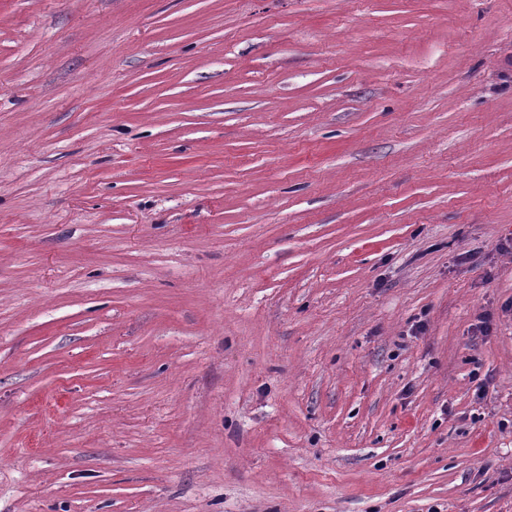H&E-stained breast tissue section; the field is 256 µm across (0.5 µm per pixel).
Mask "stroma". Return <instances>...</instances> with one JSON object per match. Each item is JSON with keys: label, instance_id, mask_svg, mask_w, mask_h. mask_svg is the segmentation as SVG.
I'll list each match as a JSON object with an SVG mask.
<instances>
[{"label": "stroma", "instance_id": "1", "mask_svg": "<svg viewBox=\"0 0 512 512\" xmlns=\"http://www.w3.org/2000/svg\"><path fill=\"white\" fill-rule=\"evenodd\" d=\"M0 512H512V0H0Z\"/></svg>", "mask_w": 512, "mask_h": 512}]
</instances>
